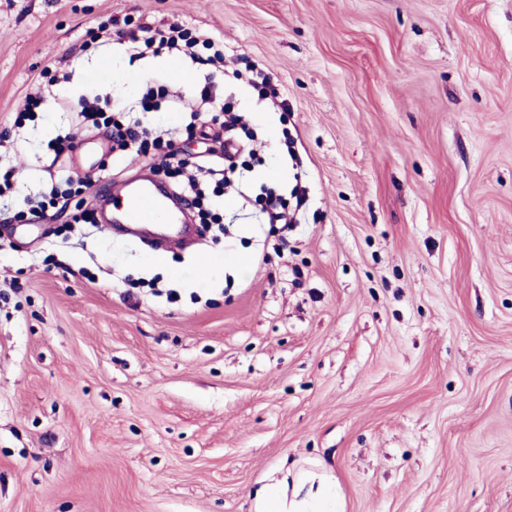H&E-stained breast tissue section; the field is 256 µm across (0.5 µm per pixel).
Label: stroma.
<instances>
[{
	"mask_svg": "<svg viewBox=\"0 0 512 512\" xmlns=\"http://www.w3.org/2000/svg\"><path fill=\"white\" fill-rule=\"evenodd\" d=\"M111 17L199 29L288 100L181 57L262 159L190 247L14 216L78 177L99 213L98 187L154 167L101 171L110 128L77 126L86 95L141 112L173 82L170 54L85 47ZM4 175L0 512H253L284 464L330 472L344 512H512V0H0ZM298 184L295 223H263L256 196Z\"/></svg>",
	"mask_w": 512,
	"mask_h": 512,
	"instance_id": "35a3bbf8",
	"label": "stroma"
}]
</instances>
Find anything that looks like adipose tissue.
Segmentation results:
<instances>
[{"label": "adipose tissue", "mask_w": 512, "mask_h": 512, "mask_svg": "<svg viewBox=\"0 0 512 512\" xmlns=\"http://www.w3.org/2000/svg\"><path fill=\"white\" fill-rule=\"evenodd\" d=\"M255 512H343L333 475L323 470L300 468L258 488Z\"/></svg>", "instance_id": "1"}]
</instances>
